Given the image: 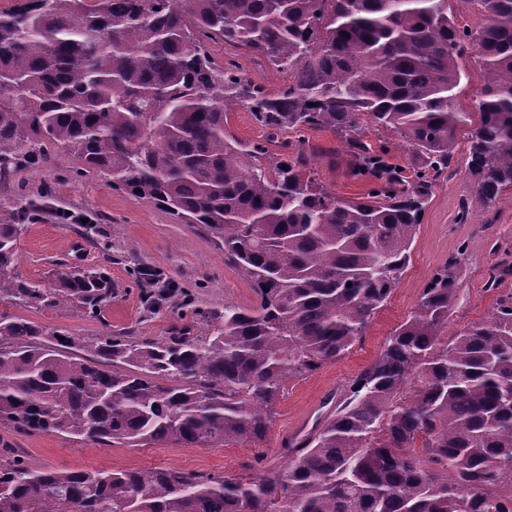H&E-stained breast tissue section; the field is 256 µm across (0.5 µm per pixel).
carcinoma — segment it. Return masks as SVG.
Segmentation results:
<instances>
[{
	"label": "carcinoma",
	"instance_id": "obj_1",
	"mask_svg": "<svg viewBox=\"0 0 512 512\" xmlns=\"http://www.w3.org/2000/svg\"><path fill=\"white\" fill-rule=\"evenodd\" d=\"M477 5L488 23L475 37L448 0H25L0 11V180L68 152L204 228L256 296L160 341H86L0 315V425L128 446L263 440L288 379L345 355L401 278L469 121L455 104L464 42L484 76L468 140L474 200L494 212L512 190V0ZM210 41L244 46L292 82L272 96L218 63ZM240 106L272 135L332 131L353 175L376 187L332 194L303 142L265 167L263 145L224 132ZM361 114L420 158L414 182L359 136ZM39 213L52 210L0 204V302L97 313L112 298L100 267L53 288L14 274ZM457 265L434 271L381 356L283 442V473L53 472L0 448V512H512V294L441 336Z\"/></svg>",
	"mask_w": 512,
	"mask_h": 512
}]
</instances>
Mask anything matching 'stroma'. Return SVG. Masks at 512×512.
I'll list each match as a JSON object with an SVG mask.
<instances>
[{
    "mask_svg": "<svg viewBox=\"0 0 512 512\" xmlns=\"http://www.w3.org/2000/svg\"><path fill=\"white\" fill-rule=\"evenodd\" d=\"M209 50L216 61L233 62L239 76L280 93L291 81L247 49L218 42ZM226 134L241 142L264 144L270 159H277L287 142L335 152V160L320 158L314 167L318 180L333 194L357 199L373 189L371 179L353 177V159L331 131L321 128L289 129L270 138L246 108L227 115ZM468 127L458 129L454 159L432 187L412 245L407 268L389 300L375 315L362 341L341 359L315 373L288 380L278 403V416L265 439L256 445L214 442L201 448L179 444L94 445L50 433L25 435L0 425V446L13 449L31 467L54 471L177 469L195 473L271 475L285 469L280 448L299 428H310L325 412L327 402L381 355L390 336L410 317L422 289L434 270L454 256L460 242H468L456 268L460 299L445 336L451 337L483 319L497 292L486 289L494 266L512 261V203L503 202L497 214L473 208L468 223H456L460 203L471 197L466 173ZM81 161L56 154L42 167L21 169L0 182V203H24L50 192L52 216L33 221L18 243L15 271L23 279L53 286L59 273L77 267L105 268L112 280V297L98 314H86L71 305L45 309L33 305L0 303V314L16 316L48 327L65 329L80 339L122 333L156 339L174 328L195 324L197 312L231 303L251 307L256 301L249 281L225 262L224 249L204 230L176 223L148 200L112 189L100 177L82 173ZM151 268L161 278L151 289L135 281V268ZM194 307H182L184 293Z\"/></svg>",
    "mask_w": 512,
    "mask_h": 512,
    "instance_id": "1",
    "label": "stroma"
}]
</instances>
